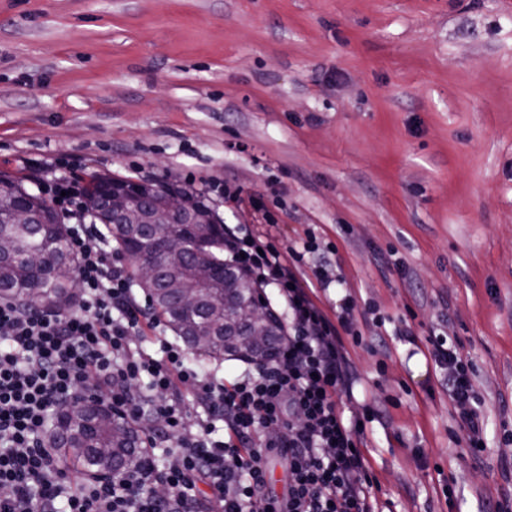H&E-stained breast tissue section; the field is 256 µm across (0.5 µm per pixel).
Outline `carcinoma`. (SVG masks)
<instances>
[{
  "label": "carcinoma",
  "mask_w": 512,
  "mask_h": 512,
  "mask_svg": "<svg viewBox=\"0 0 512 512\" xmlns=\"http://www.w3.org/2000/svg\"><path fill=\"white\" fill-rule=\"evenodd\" d=\"M1 187L9 193L0 198V208L5 210L15 199H22L30 208L49 213L55 223H0V240H8L13 247V252L0 260V296L26 305L49 306L59 311L68 309L75 288L76 262L67 247L61 216L46 199L28 192L12 180L0 179ZM111 187L109 176L91 173L86 177L84 196L99 208L98 222L109 230H116L111 238L121 247L137 240L146 242L143 232L147 225H114L111 214L102 209L103 197ZM199 228L211 241L207 252L209 262L231 270L236 281L239 309L249 311L257 283L224 258V227L201 224ZM194 261L196 258L188 252L161 258L165 285L155 289L151 306L175 338L183 341L196 356L203 360H222L224 337L211 335V329H224L230 315L224 308L222 295L208 290L188 274ZM31 278L38 279L41 288L36 291L29 288ZM186 288L199 289L204 310L184 311L179 307L176 296ZM259 321L267 330V341L260 349L261 358L266 361L282 341L283 329L279 317L269 309ZM50 444L61 450L70 466L91 475L107 474L139 461L140 437L135 426L127 420L106 416L94 401L69 404L61 409L55 417Z\"/></svg>",
  "instance_id": "obj_1"
}]
</instances>
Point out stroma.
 <instances>
[{"instance_id": "stroma-1", "label": "stroma", "mask_w": 512, "mask_h": 512, "mask_svg": "<svg viewBox=\"0 0 512 512\" xmlns=\"http://www.w3.org/2000/svg\"><path fill=\"white\" fill-rule=\"evenodd\" d=\"M71 163L199 190L226 224L282 201V247L316 225L328 316L348 295L414 314L415 342L346 344L342 409L382 415L363 451L383 512L512 494V0H0V178L33 192ZM434 331L473 364L480 462Z\"/></svg>"}]
</instances>
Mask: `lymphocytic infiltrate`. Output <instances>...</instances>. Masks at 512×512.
I'll use <instances>...</instances> for the list:
<instances>
[{
	"label": "lymphocytic infiltrate",
	"instance_id": "f902f5d3",
	"mask_svg": "<svg viewBox=\"0 0 512 512\" xmlns=\"http://www.w3.org/2000/svg\"><path fill=\"white\" fill-rule=\"evenodd\" d=\"M77 171L45 188L60 210L77 260L78 288L67 311L0 300V512H203L194 490L206 484L215 512H377L362 419L345 418L339 401L352 389L343 338L361 342L355 309L343 298L328 318L299 286L307 255L335 251L315 229L281 248L270 232L225 227L224 250L261 287L275 288L288 317L276 357L229 382L187 367L176 342L159 353L136 342L156 323L119 258L101 244L98 225L82 207ZM430 356L448 374L456 424L472 457L486 448V420L470 361L456 344L430 337ZM116 405L126 417L160 419L144 442L140 467L110 479L66 480L54 449L45 444L50 414L80 387ZM206 415L189 422V405ZM223 439H213L216 422ZM167 440L168 461L151 454ZM288 469V494L268 495V456Z\"/></svg>",
	"mask_w": 512,
	"mask_h": 512
}]
</instances>
